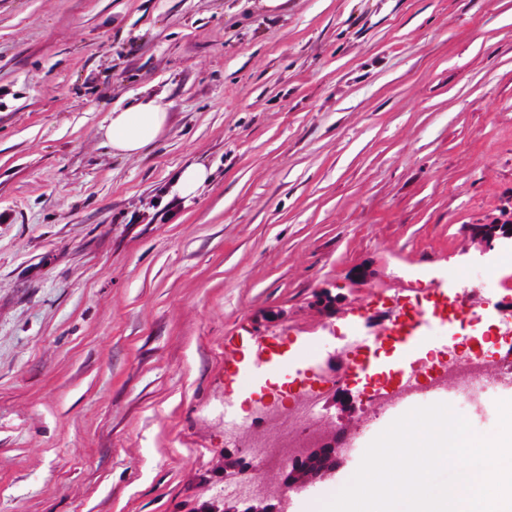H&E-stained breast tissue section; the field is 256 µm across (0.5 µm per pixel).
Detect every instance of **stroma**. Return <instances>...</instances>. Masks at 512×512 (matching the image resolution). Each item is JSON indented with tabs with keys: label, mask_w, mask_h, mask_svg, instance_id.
<instances>
[{
	"label": "stroma",
	"mask_w": 512,
	"mask_h": 512,
	"mask_svg": "<svg viewBox=\"0 0 512 512\" xmlns=\"http://www.w3.org/2000/svg\"><path fill=\"white\" fill-rule=\"evenodd\" d=\"M140 96L167 131L115 156ZM192 162L208 181L146 222ZM511 204L512 0H0V512H207L225 429L269 436L256 402L323 389L366 315L385 361L423 280L512 302V252L471 235ZM483 328L430 366L512 348ZM395 386L351 380L325 425L355 451L288 512L347 485ZM102 127L107 145L118 157L140 154L166 132L169 112L155 97H143L127 107H115Z\"/></svg>",
	"instance_id": "1"
}]
</instances>
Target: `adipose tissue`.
<instances>
[{
	"instance_id": "adipose-tissue-1",
	"label": "adipose tissue",
	"mask_w": 512,
	"mask_h": 512,
	"mask_svg": "<svg viewBox=\"0 0 512 512\" xmlns=\"http://www.w3.org/2000/svg\"><path fill=\"white\" fill-rule=\"evenodd\" d=\"M168 121L166 107L157 98L144 97L113 108L103 134L113 155L128 158L155 144L165 133Z\"/></svg>"
}]
</instances>
